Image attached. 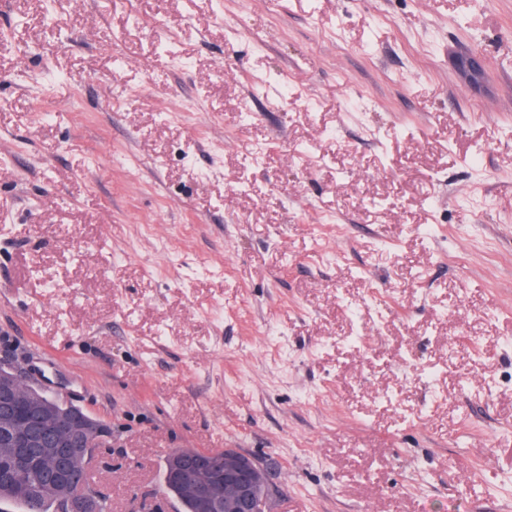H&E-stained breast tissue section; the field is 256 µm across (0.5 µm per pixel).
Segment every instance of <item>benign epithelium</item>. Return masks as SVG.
Segmentation results:
<instances>
[{
	"instance_id": "benign-epithelium-1",
	"label": "benign epithelium",
	"mask_w": 512,
	"mask_h": 512,
	"mask_svg": "<svg viewBox=\"0 0 512 512\" xmlns=\"http://www.w3.org/2000/svg\"><path fill=\"white\" fill-rule=\"evenodd\" d=\"M108 431L81 406L53 394L0 362V452L12 460L15 482L37 496L45 478L65 483L63 458L75 455L91 461ZM168 469L176 497L190 499L195 512H265L268 490L264 470L236 448L219 451V462L195 449L170 454ZM100 499L87 489L71 493L58 512H84Z\"/></svg>"
}]
</instances>
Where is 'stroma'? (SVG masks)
<instances>
[{
	"label": "stroma",
	"mask_w": 512,
	"mask_h": 512,
	"mask_svg": "<svg viewBox=\"0 0 512 512\" xmlns=\"http://www.w3.org/2000/svg\"><path fill=\"white\" fill-rule=\"evenodd\" d=\"M0 360L109 512H512V0H0ZM218 455L215 463L212 454L201 450L171 453L168 469L177 486L176 497L192 500L195 512H265L269 483L264 470L236 448H224Z\"/></svg>",
	"instance_id": "1"
}]
</instances>
